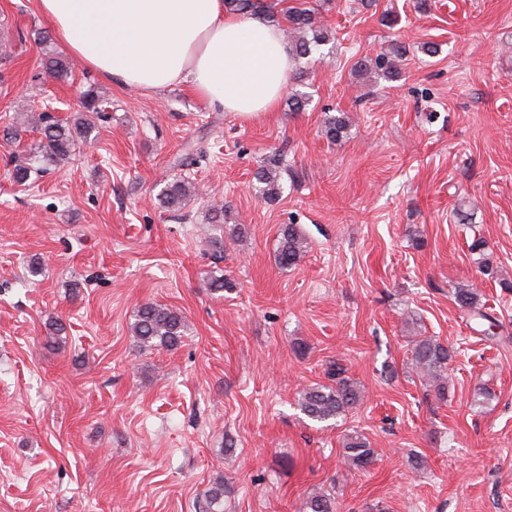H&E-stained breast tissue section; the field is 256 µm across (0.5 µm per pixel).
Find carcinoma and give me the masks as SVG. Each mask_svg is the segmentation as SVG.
Segmentation results:
<instances>
[{
    "label": "carcinoma",
    "instance_id": "obj_1",
    "mask_svg": "<svg viewBox=\"0 0 512 512\" xmlns=\"http://www.w3.org/2000/svg\"><path fill=\"white\" fill-rule=\"evenodd\" d=\"M227 12L242 16L260 14L264 18L276 20L275 4L270 0H224ZM288 27L297 32L299 37L292 41L290 52L292 58L301 60L311 56L321 43L329 40L327 27L318 19L315 8L302 7L288 12ZM394 58L378 57L375 68L385 78L396 74L394 59L406 54V46L394 42L391 47ZM45 71L55 79H63L72 71V64L59 53L46 55L43 61ZM84 111L72 118L61 120L50 112H39L31 116L33 128L40 135L39 140L25 161L14 165L11 173L15 182L25 184L37 180L49 167H61L69 163L78 140L89 138L95 128L88 112H100L99 102L89 90L83 95ZM348 122L345 117L331 116L324 126V135L330 141L342 137ZM261 198L274 200L282 192V184L276 171L263 167L255 174ZM196 195L193 183L181 178L168 182L160 194L159 203L169 210L181 209L187 200ZM309 249L308 239L293 224L281 228L276 250L280 267L291 268L301 261ZM455 301L461 308L464 318L480 327V332L487 339L495 338V320L474 288L459 287L455 289ZM185 320L181 313L161 304L145 303L138 307L133 323V332L142 348L161 346L174 348L184 336ZM454 350L439 342L434 337L420 336L414 340L411 365L432 387L440 399L447 397L448 362ZM331 383L315 384L299 392L298 405L309 419L317 422L335 421L357 406L362 397L358 383L346 376L343 366L336 363L329 372ZM375 450L367 439L353 432L343 441V463L348 470H362L374 462ZM300 512H336L334 498L318 494L304 499Z\"/></svg>",
    "mask_w": 512,
    "mask_h": 512
}]
</instances>
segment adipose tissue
I'll use <instances>...</instances> for the list:
<instances>
[{"label":"adipose tissue","instance_id":"adipose-tissue-1","mask_svg":"<svg viewBox=\"0 0 512 512\" xmlns=\"http://www.w3.org/2000/svg\"><path fill=\"white\" fill-rule=\"evenodd\" d=\"M57 41L113 85L157 92L190 82L210 107L275 111L291 67L282 31L224 0H35Z\"/></svg>","mask_w":512,"mask_h":512}]
</instances>
